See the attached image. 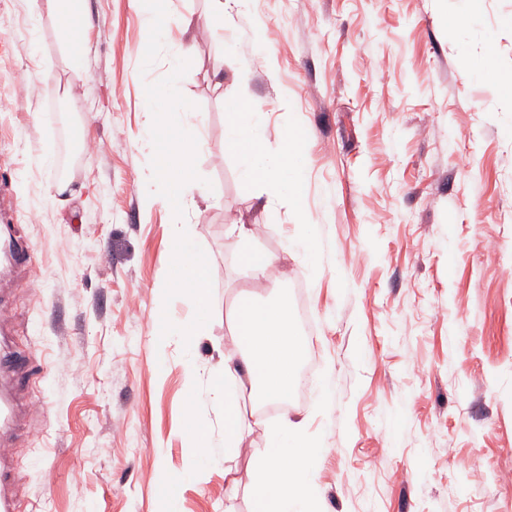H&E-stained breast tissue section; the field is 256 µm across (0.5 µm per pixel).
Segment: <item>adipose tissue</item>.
Masks as SVG:
<instances>
[{
  "mask_svg": "<svg viewBox=\"0 0 512 512\" xmlns=\"http://www.w3.org/2000/svg\"><path fill=\"white\" fill-rule=\"evenodd\" d=\"M35 10L55 15L66 33L65 47L72 63H80L88 51L82 0H33ZM261 117L232 132L227 149L239 153L244 175L256 182L287 185L298 194L301 172L292 161L301 153L303 137L287 133L276 157H269L260 135ZM235 344L224 352V368L212 372L207 387L224 411V436L214 438L208 428L190 432L191 446L202 459L233 455L252 423L242 409L244 399L283 401L298 382L301 346L294 330V312L287 298L264 303L243 297L232 311ZM265 446L256 463L249 488L251 512H322L314 484L313 468L322 450L304 432L301 423L283 418L262 427Z\"/></svg>",
  "mask_w": 512,
  "mask_h": 512,
  "instance_id": "obj_1",
  "label": "adipose tissue"
}]
</instances>
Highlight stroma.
I'll use <instances>...</instances> for the list:
<instances>
[{
	"label": "stroma",
	"mask_w": 512,
	"mask_h": 512,
	"mask_svg": "<svg viewBox=\"0 0 512 512\" xmlns=\"http://www.w3.org/2000/svg\"><path fill=\"white\" fill-rule=\"evenodd\" d=\"M89 50L71 64L54 15L0 0V224L31 263L0 276L13 350L30 355L10 467L20 512H250L264 442L198 467L185 369L224 367L242 295L304 286L314 364L302 403L253 411L305 420L326 450L323 512H512V0H83ZM155 13L157 26L144 22ZM179 81L212 183L185 210L212 276L211 328L161 338L171 209L140 183L153 155L144 85ZM491 61L493 78L480 67ZM264 115L269 156L306 134L302 197L242 178L224 148L229 107ZM66 183L56 194L58 183ZM264 226L263 276L226 221ZM313 258L294 247L305 225Z\"/></svg>",
	"instance_id": "obj_1"
}]
</instances>
